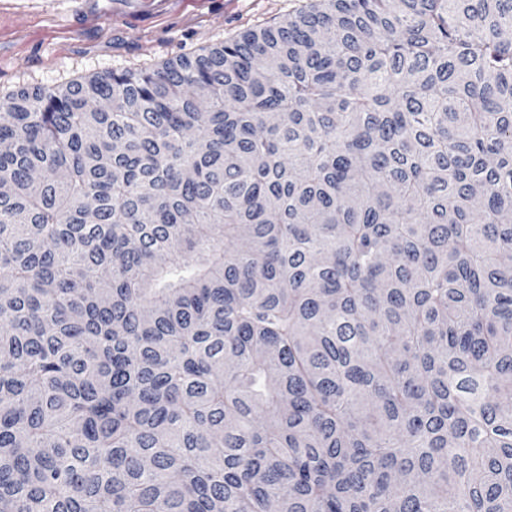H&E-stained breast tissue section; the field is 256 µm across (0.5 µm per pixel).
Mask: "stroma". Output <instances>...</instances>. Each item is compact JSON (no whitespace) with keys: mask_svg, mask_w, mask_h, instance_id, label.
Instances as JSON below:
<instances>
[{"mask_svg":"<svg viewBox=\"0 0 512 512\" xmlns=\"http://www.w3.org/2000/svg\"><path fill=\"white\" fill-rule=\"evenodd\" d=\"M305 0H0V99L154 66L285 17Z\"/></svg>","mask_w":512,"mask_h":512,"instance_id":"1","label":"stroma"}]
</instances>
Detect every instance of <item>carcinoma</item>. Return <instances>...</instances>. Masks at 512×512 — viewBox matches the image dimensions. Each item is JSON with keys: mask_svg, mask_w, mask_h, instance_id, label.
Masks as SVG:
<instances>
[{"mask_svg": "<svg viewBox=\"0 0 512 512\" xmlns=\"http://www.w3.org/2000/svg\"><path fill=\"white\" fill-rule=\"evenodd\" d=\"M0 512H512V0L1 100Z\"/></svg>", "mask_w": 512, "mask_h": 512, "instance_id": "obj_1", "label": "carcinoma"}]
</instances>
